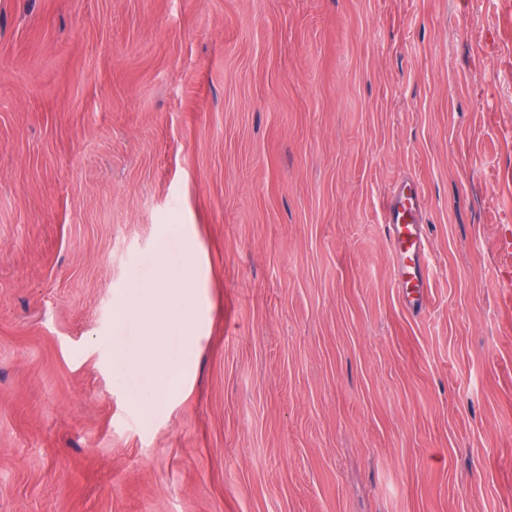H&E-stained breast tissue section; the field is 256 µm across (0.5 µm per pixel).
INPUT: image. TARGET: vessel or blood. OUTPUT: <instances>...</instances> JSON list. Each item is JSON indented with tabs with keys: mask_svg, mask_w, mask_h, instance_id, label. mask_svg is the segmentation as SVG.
<instances>
[{
	"mask_svg": "<svg viewBox=\"0 0 512 512\" xmlns=\"http://www.w3.org/2000/svg\"><path fill=\"white\" fill-rule=\"evenodd\" d=\"M423 205L418 188L407 182L401 184L386 203L387 240L398 263L400 299L409 310L421 308L427 288L423 278L427 244L419 219Z\"/></svg>",
	"mask_w": 512,
	"mask_h": 512,
	"instance_id": "b4317fda",
	"label": "vessel or blood"
}]
</instances>
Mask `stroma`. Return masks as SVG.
<instances>
[{
  "mask_svg": "<svg viewBox=\"0 0 512 512\" xmlns=\"http://www.w3.org/2000/svg\"><path fill=\"white\" fill-rule=\"evenodd\" d=\"M0 512H512V0H0ZM424 205L418 188L410 183L401 184L388 198L387 240L393 249L399 268L398 288H413L412 291L400 293L403 306L408 310L422 307L426 288L423 267L427 244L424 225L420 223L419 214ZM170 276L161 270L148 282L141 295L145 304L156 313V317L141 322L140 345L137 350L125 348L118 343L113 350V362L120 369L119 378L124 376L126 367L148 378L152 385L141 396L144 407L149 408L163 394L177 383L174 370L166 363L163 352L168 349L171 336L166 333L173 327L171 318ZM144 350L143 352H139Z\"/></svg>",
  "mask_w": 512,
  "mask_h": 512,
  "instance_id": "obj_1",
  "label": "stroma"
}]
</instances>
